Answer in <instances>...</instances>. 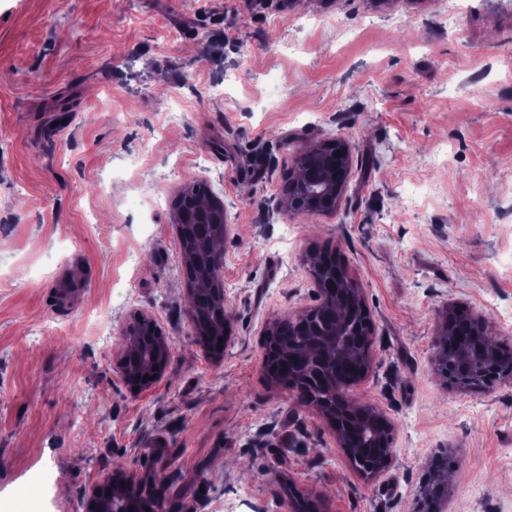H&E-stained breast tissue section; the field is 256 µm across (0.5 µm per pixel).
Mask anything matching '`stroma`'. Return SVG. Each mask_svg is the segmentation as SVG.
<instances>
[{
  "label": "stroma",
  "instance_id": "1",
  "mask_svg": "<svg viewBox=\"0 0 512 512\" xmlns=\"http://www.w3.org/2000/svg\"><path fill=\"white\" fill-rule=\"evenodd\" d=\"M183 112L182 123L169 120ZM336 211L281 205L302 147L333 139ZM224 204L221 357L199 342L172 200ZM336 250L370 311L353 399L395 426L363 480L315 406L267 382L263 333L314 306ZM512 345V8L460 0H0V512H85L121 461L171 476L178 512H512V385L449 389L443 315ZM146 314L172 348L135 392L117 362ZM448 466V453L446 451L439 452L432 459L427 486L433 483V489L430 493H424L421 496L418 502V512H431V509L448 495V484H440L437 481L438 475L447 473Z\"/></svg>",
  "mask_w": 512,
  "mask_h": 512
}]
</instances>
